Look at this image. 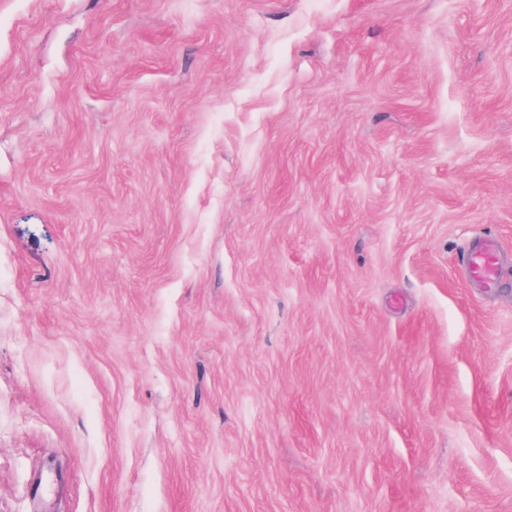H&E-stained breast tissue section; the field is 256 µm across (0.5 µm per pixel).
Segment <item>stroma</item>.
Wrapping results in <instances>:
<instances>
[{"label":"stroma","mask_w":512,"mask_h":512,"mask_svg":"<svg viewBox=\"0 0 512 512\" xmlns=\"http://www.w3.org/2000/svg\"><path fill=\"white\" fill-rule=\"evenodd\" d=\"M0 512H512V0H0ZM464 261L472 276L492 285L497 275V258L494 248L489 244H480L464 256Z\"/></svg>","instance_id":"1"}]
</instances>
